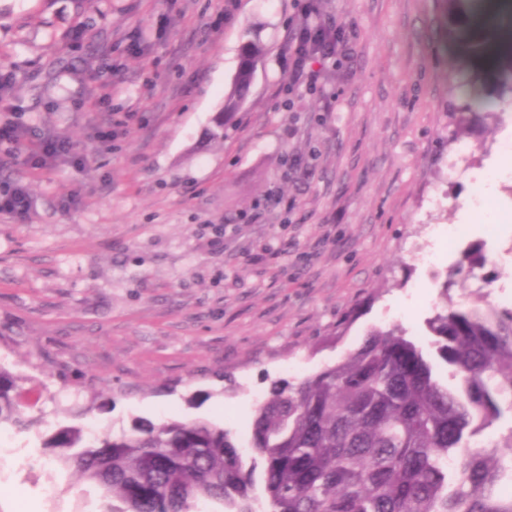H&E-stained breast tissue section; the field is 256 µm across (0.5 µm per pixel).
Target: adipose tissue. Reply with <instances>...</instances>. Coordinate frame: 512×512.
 <instances>
[{
    "label": "adipose tissue",
    "mask_w": 512,
    "mask_h": 512,
    "mask_svg": "<svg viewBox=\"0 0 512 512\" xmlns=\"http://www.w3.org/2000/svg\"><path fill=\"white\" fill-rule=\"evenodd\" d=\"M494 38L503 54L512 53V7L506 0H483L476 19L462 24L458 31V46L476 63H484L481 47L487 38Z\"/></svg>",
    "instance_id": "ef3b65f1"
}]
</instances>
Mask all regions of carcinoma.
<instances>
[{
    "mask_svg": "<svg viewBox=\"0 0 512 512\" xmlns=\"http://www.w3.org/2000/svg\"><path fill=\"white\" fill-rule=\"evenodd\" d=\"M263 48L245 41L209 136L241 107ZM434 355L397 328L372 331L342 361L300 383L274 382L245 444L205 420L119 435L62 426L43 442L101 492L102 512H512V428L486 445L473 438L512 412V309L477 306L427 322ZM460 377L439 381L435 361ZM17 377L0 363V428L26 429ZM454 466L448 467V461Z\"/></svg>",
    "mask_w": 512,
    "mask_h": 512,
    "instance_id": "1",
    "label": "carcinoma"
}]
</instances>
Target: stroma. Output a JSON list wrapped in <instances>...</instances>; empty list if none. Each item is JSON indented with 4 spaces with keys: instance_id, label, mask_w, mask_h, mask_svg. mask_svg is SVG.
I'll return each instance as SVG.
<instances>
[{
    "instance_id": "35a3bbf8",
    "label": "stroma",
    "mask_w": 512,
    "mask_h": 512,
    "mask_svg": "<svg viewBox=\"0 0 512 512\" xmlns=\"http://www.w3.org/2000/svg\"><path fill=\"white\" fill-rule=\"evenodd\" d=\"M479 2L314 0L352 54L288 99L297 0H0V99L83 159L36 169L0 145V183L31 199L26 221L0 213V362L41 394L36 425L0 430V512H101L43 449L55 427L236 434L273 381L374 329L426 347L436 313L502 307L512 179L483 191L477 177L506 168L512 61L459 54ZM249 38L266 52L211 140ZM453 224L466 240L449 243ZM473 242L484 266L464 260ZM430 248L435 263L412 260Z\"/></svg>"
}]
</instances>
